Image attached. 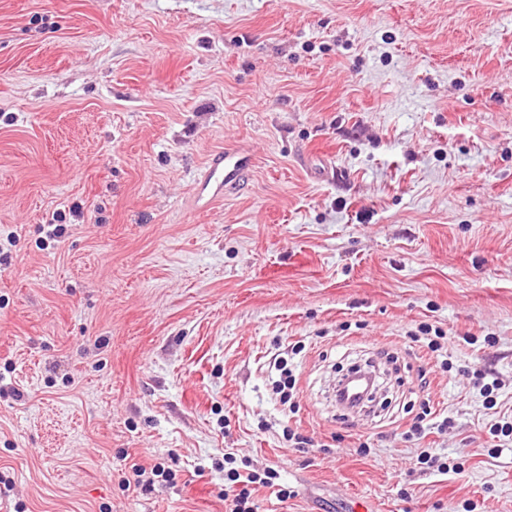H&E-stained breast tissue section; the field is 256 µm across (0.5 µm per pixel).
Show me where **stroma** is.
Returning <instances> with one entry per match:
<instances>
[{
    "label": "stroma",
    "instance_id": "stroma-1",
    "mask_svg": "<svg viewBox=\"0 0 512 512\" xmlns=\"http://www.w3.org/2000/svg\"><path fill=\"white\" fill-rule=\"evenodd\" d=\"M225 148L250 180L196 209ZM0 252V512H226L228 453L291 492L256 512H512V0H0ZM132 473L135 476L134 485L143 491L151 490L157 479L169 478V472H166L165 468L159 463L154 464L152 467H145L140 464H133Z\"/></svg>",
    "mask_w": 512,
    "mask_h": 512
}]
</instances>
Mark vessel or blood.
Returning <instances> with one entry per match:
<instances>
[{"label": "vessel or blood", "mask_w": 512, "mask_h": 512, "mask_svg": "<svg viewBox=\"0 0 512 512\" xmlns=\"http://www.w3.org/2000/svg\"><path fill=\"white\" fill-rule=\"evenodd\" d=\"M253 155L244 149H224L210 154L207 168L194 182L196 204L214 205L239 192L248 182L254 168Z\"/></svg>", "instance_id": "1"}]
</instances>
